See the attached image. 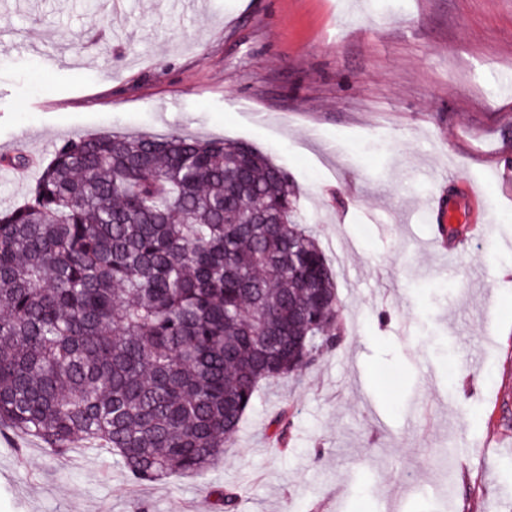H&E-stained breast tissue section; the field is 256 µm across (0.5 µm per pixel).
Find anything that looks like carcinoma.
Returning <instances> with one entry per match:
<instances>
[{
    "instance_id": "cac0c4a2",
    "label": "carcinoma",
    "mask_w": 512,
    "mask_h": 512,
    "mask_svg": "<svg viewBox=\"0 0 512 512\" xmlns=\"http://www.w3.org/2000/svg\"><path fill=\"white\" fill-rule=\"evenodd\" d=\"M340 312L287 167L251 144L66 140L0 210V426L141 482L202 473Z\"/></svg>"
}]
</instances>
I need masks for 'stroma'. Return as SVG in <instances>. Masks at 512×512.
<instances>
[{"instance_id":"1","label":"stroma","mask_w":512,"mask_h":512,"mask_svg":"<svg viewBox=\"0 0 512 512\" xmlns=\"http://www.w3.org/2000/svg\"><path fill=\"white\" fill-rule=\"evenodd\" d=\"M101 131L284 164L344 331L202 474L140 484L105 448L0 438V512H224L219 489L235 512H512V0H0V156L34 159L0 200Z\"/></svg>"}]
</instances>
